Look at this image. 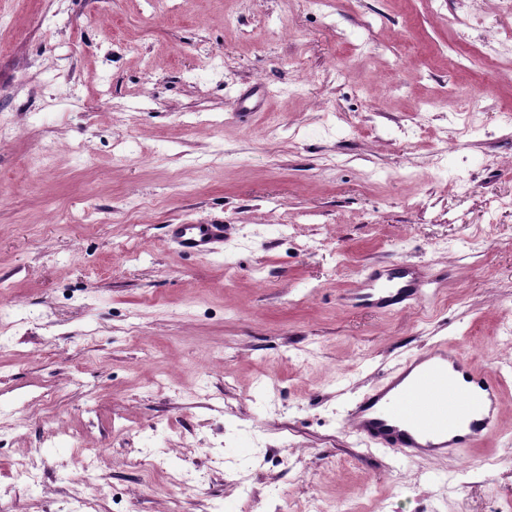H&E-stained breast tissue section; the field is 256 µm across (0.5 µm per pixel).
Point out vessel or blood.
Here are the masks:
<instances>
[{
	"instance_id": "b4317fda",
	"label": "vessel or blood",
	"mask_w": 512,
	"mask_h": 512,
	"mask_svg": "<svg viewBox=\"0 0 512 512\" xmlns=\"http://www.w3.org/2000/svg\"><path fill=\"white\" fill-rule=\"evenodd\" d=\"M225 224H176L171 236L185 252L215 253ZM428 286L412 267L387 263L364 274L340 301L348 308L393 311L421 300ZM501 383L458 350L419 353L358 397L348 420L368 443L414 458H437L473 446L499 420Z\"/></svg>"
}]
</instances>
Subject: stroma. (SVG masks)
I'll use <instances>...</instances> for the list:
<instances>
[{
  "label": "stroma",
  "instance_id": "1",
  "mask_svg": "<svg viewBox=\"0 0 512 512\" xmlns=\"http://www.w3.org/2000/svg\"><path fill=\"white\" fill-rule=\"evenodd\" d=\"M509 113L502 0H0V512H507ZM388 262L451 275L342 306ZM442 344L500 374L498 429L367 448L350 404ZM229 228V224H173L171 236L183 251L208 256L224 245Z\"/></svg>",
  "mask_w": 512,
  "mask_h": 512
}]
</instances>
